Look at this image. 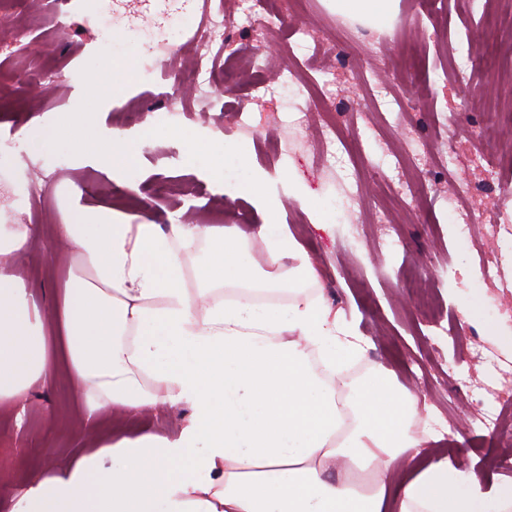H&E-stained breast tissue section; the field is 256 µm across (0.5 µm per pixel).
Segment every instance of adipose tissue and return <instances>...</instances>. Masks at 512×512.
Segmentation results:
<instances>
[{
  "mask_svg": "<svg viewBox=\"0 0 512 512\" xmlns=\"http://www.w3.org/2000/svg\"><path fill=\"white\" fill-rule=\"evenodd\" d=\"M331 2L381 30L397 15L398 0ZM177 134L225 193L268 211L257 235L270 267L226 227L117 222L100 206L57 227L66 275L45 317L13 263L36 227L0 224V405L16 421L28 393L60 375L89 419L191 410L173 436L89 439L35 473L11 512H512V482L484 490L444 457L406 471L423 443L417 398L378 372L345 378L362 340L309 291L316 270L277 223L281 201L240 149Z\"/></svg>",
  "mask_w": 512,
  "mask_h": 512,
  "instance_id": "obj_1",
  "label": "adipose tissue"
}]
</instances>
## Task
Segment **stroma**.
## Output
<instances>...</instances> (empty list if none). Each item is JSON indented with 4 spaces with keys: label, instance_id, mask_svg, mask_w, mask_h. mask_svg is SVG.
<instances>
[{
    "label": "stroma",
    "instance_id": "obj_1",
    "mask_svg": "<svg viewBox=\"0 0 512 512\" xmlns=\"http://www.w3.org/2000/svg\"><path fill=\"white\" fill-rule=\"evenodd\" d=\"M74 7L82 18L105 17L111 45L94 40L81 21L59 35L56 0H45L31 12L17 0L0 5V16L9 21L0 27V224L38 227L32 249L16 268L43 313H50L54 302L57 225L106 201L115 218L128 217L132 208L120 193L127 182L136 183L146 218L162 225L176 219L234 228L252 244L257 261L265 262L257 237L259 224L267 220L265 210L251 198L226 196L223 184L197 166L174 131L192 127L223 138L242 146L249 165L285 199L286 172L294 170L329 213L332 225L324 231L286 200L280 220L313 261L317 291L365 342L362 356L348 366L349 376L386 371L398 390L423 404L416 434L427 444L419 460L466 459L469 472L487 488L512 481V471L488 465L494 440L477 419L482 410L512 415V404L491 398L496 391L512 393V338L504 336L507 322L496 313L497 304L512 302V285L501 279L478 288L460 273L476 268L488 250L501 256L512 252V163L499 170L502 228L496 238H489L483 223L488 199L464 196L454 204L447 197L452 184H465L473 176L468 157L484 148L475 128L492 102L512 100V74L476 65L469 79L459 82L449 60L469 56L478 62L491 50L504 54L512 37L479 28L474 0H445L443 9L430 16L418 12L415 0H400L395 37L388 41L374 27L338 18L327 0H309L304 24L337 39L346 67L335 70L333 58L316 51L300 66L311 73L335 72L340 97L358 99L353 117L337 123L336 158L326 163L321 114L311 113L306 137H294L289 115L307 108L310 99L269 79L292 62L289 32L257 40L236 32L223 43H204L197 34L201 0H76ZM20 21L37 45L34 52L12 47L13 25ZM142 33L154 40L157 56L178 54L186 69L202 54L234 56L235 78L226 81L223 70H216L213 99L192 96L173 107L163 99L166 83L160 77L122 84L108 98L88 94L89 72L110 71L116 60L131 54L138 68L151 65V58L136 53ZM383 61L398 81L390 86L393 101L376 107L367 78ZM40 73L49 76L52 96H43L33 83ZM128 109L151 112L152 126L167 132L142 147L132 172L114 170L107 155L77 148L87 131L98 141L117 130L137 137L138 126L118 125ZM30 128L54 140V148L30 150L23 138ZM356 143L365 161L348 155ZM412 143L420 144L426 165L416 178L421 212L407 216L384 185L393 175L392 161L405 158ZM458 204L476 217L466 234L455 230ZM383 205L399 218L394 230L404 241L401 252H389L380 243L374 217ZM353 224L359 227L354 237L349 234ZM414 272L425 275L451 336L427 327L408 298L403 283ZM469 302L475 314L467 318L461 307ZM29 403L34 412L20 425L0 408V432L17 443L10 455L0 456V474L16 487L81 444L64 379L33 390Z\"/></svg>",
    "mask_w": 512,
    "mask_h": 512
}]
</instances>
